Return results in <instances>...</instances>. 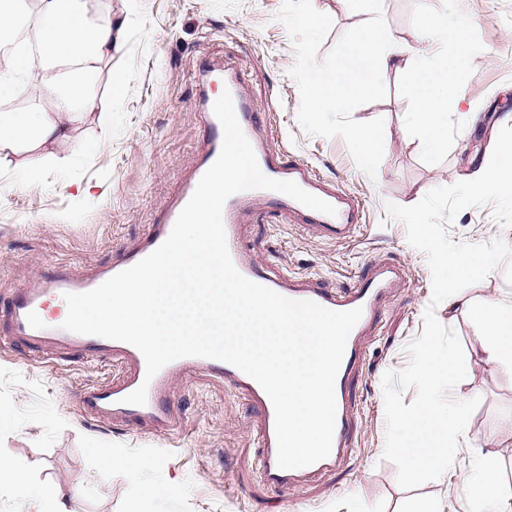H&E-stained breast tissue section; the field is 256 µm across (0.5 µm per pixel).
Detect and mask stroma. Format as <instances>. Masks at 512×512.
Instances as JSON below:
<instances>
[{"label": "stroma", "mask_w": 512, "mask_h": 512, "mask_svg": "<svg viewBox=\"0 0 512 512\" xmlns=\"http://www.w3.org/2000/svg\"><path fill=\"white\" fill-rule=\"evenodd\" d=\"M124 20L112 58L118 92L101 91L109 129L88 115L73 129L74 147L58 149L37 186L16 164L0 165V297L64 271L76 278L120 261L159 223L190 177L205 132L197 120L192 73L201 55L232 66L260 112L258 136L273 154L310 162L324 180L363 205L362 228L348 241L307 234L274 211L247 210L241 240L254 259L275 255L279 267L329 288L349 286L370 262L404 267L409 277L388 297L352 382L358 404L349 446L336 468L283 493L260 477L257 404L222 380H177L171 396L179 429L164 437L122 422L96 421L75 393L114 378L117 369L68 351L46 357L25 342L0 347V456L24 471L29 497L0 486V512H42L36 490L59 486L69 512H413L423 500L470 512L465 477L480 453L512 482V375L474 352L466 313L435 314L454 330L467 376L448 393L479 399L468 422L471 443L452 468L421 487H399L396 466L383 460L386 422L381 380L401 370L405 346L421 335L432 297L423 252L386 203L410 206L438 186L470 179L490 158L500 125L512 113V0H98ZM449 12L467 26L468 47L451 91L463 111L448 117V146L428 153L407 125L415 107L406 73L389 75L341 110L306 111L313 69L335 65L344 44L365 25L380 24L410 48L433 17ZM479 113L472 123L470 113ZM376 129L374 170L359 161L349 133ZM456 243H512L491 207L461 211L444 222ZM139 457L133 472L106 471L102 454Z\"/></svg>", "instance_id": "stroma-1"}]
</instances>
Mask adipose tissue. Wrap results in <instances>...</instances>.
<instances>
[{
	"label": "adipose tissue",
	"instance_id": "1",
	"mask_svg": "<svg viewBox=\"0 0 512 512\" xmlns=\"http://www.w3.org/2000/svg\"><path fill=\"white\" fill-rule=\"evenodd\" d=\"M24 20L34 23L39 55L16 51L10 74H0V93L9 91L13 75L37 65L41 73L35 90L41 104L21 112L0 111V161L25 155L34 181L49 160L46 147L70 143L74 125L96 110L97 76L111 66L123 27L108 12L89 18L85 0H0V41L11 37ZM425 43L413 53L380 25L365 27L348 43L335 69L314 75L307 111L342 108L350 99L370 93L389 74L406 71L416 100L410 127L428 152L439 151L448 139V116L459 111L462 101L448 93L455 64L432 62L431 50L464 47L466 27L458 20H439L426 27ZM487 269L480 251H452L440 256L435 282L448 299L449 311L469 313L478 355L512 375V302L475 300L458 289L460 281L480 277ZM465 490L472 512H512V487L485 460L474 463Z\"/></svg>",
	"mask_w": 512,
	"mask_h": 512
}]
</instances>
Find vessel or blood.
Wrapping results in <instances>:
<instances>
[{
    "mask_svg": "<svg viewBox=\"0 0 512 512\" xmlns=\"http://www.w3.org/2000/svg\"><path fill=\"white\" fill-rule=\"evenodd\" d=\"M199 88L198 115L206 139L190 178L183 184L160 223L151 225L144 238L119 263L106 267L93 276L76 280L64 274L40 281L37 286L22 288L8 302L6 313L9 336L38 348L54 351L73 350L92 359L109 360L121 369L119 378L81 389L77 403L83 413L94 419L132 421L137 425H152L155 431L167 436L177 430L180 421L171 403L174 378L196 374L208 375L233 384L238 390L260 405L263 426L260 431L262 455L260 468L264 480L275 489L285 491L295 486L302 476L334 468L345 449L346 438L354 413L350 385L354 374L364 362L366 336L375 324L392 288L402 283L406 274L401 267L375 263L357 279L354 285L335 290L307 281L304 277L276 271L271 264L253 260L245 251L239 233V215L243 205H260L284 210L294 216L309 234L331 241L353 238L360 229V203L340 189L329 186L301 159L283 161L271 156L260 142L255 141L258 109L244 95L237 73L224 68L210 57H202L195 71ZM232 96L237 119L247 138L252 139L258 165L268 177L296 182L307 192L333 205L337 213L329 216L302 205L296 200L273 191L248 190L227 199L223 208V225L232 261L246 278L278 294L293 299L315 302L327 309L346 311L361 308L362 316L351 330L344 357L334 385L336 425L329 456L315 464L283 469L277 463V439L273 405L262 387L250 376L225 362L203 358L183 357L165 365L153 378H146V365L141 352L134 346L117 340L82 335L63 329L62 321L49 317L47 303L67 293L90 291L117 273L133 266L156 250L169 236L174 223L187 204L203 174L218 158L223 143V128L213 112L220 90ZM147 385V402L136 406L125 398L140 385Z\"/></svg>",
    "mask_w": 512,
    "mask_h": 512,
    "instance_id": "b4317fda",
    "label": "vessel or blood"
}]
</instances>
